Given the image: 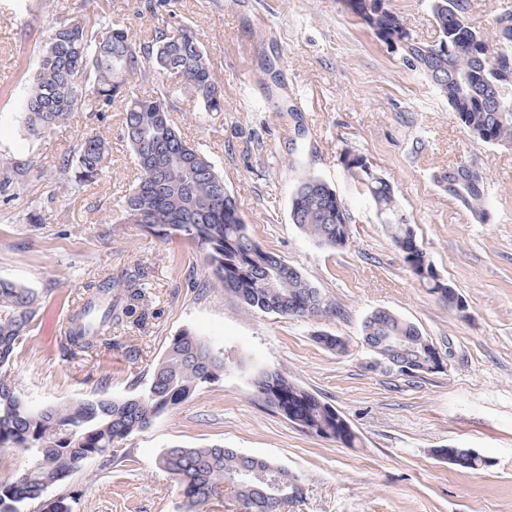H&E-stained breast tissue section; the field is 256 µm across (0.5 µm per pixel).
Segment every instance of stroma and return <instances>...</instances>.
Wrapping results in <instances>:
<instances>
[{
    "label": "stroma",
    "instance_id": "1",
    "mask_svg": "<svg viewBox=\"0 0 512 512\" xmlns=\"http://www.w3.org/2000/svg\"><path fill=\"white\" fill-rule=\"evenodd\" d=\"M107 13L135 42L160 27H189L224 94L207 113L188 93L170 117L208 155L240 203L253 239L299 270L336 307L296 319L249 310L214 284L203 254L122 223L139 175L122 135V102L75 110L29 136L18 114L48 36L68 16ZM112 144L107 172L74 192L59 171L78 139ZM365 156L392 185L418 244L462 296L466 317L423 288L355 187L341 160ZM481 174L488 216L477 221L437 181L459 161ZM0 278L35 289L44 304L17 349L11 377L38 403L69 402L105 384L115 397L141 389L185 328L224 353L220 377L199 386L151 428L112 450V466L73 474L71 512H181L156 465L167 447L221 444L268 458L300 480L286 512H512V149L474 143L420 72L404 66L340 0H0ZM315 176L342 198L348 244L321 248L291 223L297 181ZM139 274L137 325L112 332L97 353L65 357L63 326L86 282ZM385 309L414 323L445 356L443 370L407 377L376 362L362 322ZM341 338L339 354L321 335ZM334 406L355 446L291 424L254 395L264 371ZM469 448L485 458L462 471L436 454Z\"/></svg>",
    "mask_w": 512,
    "mask_h": 512
}]
</instances>
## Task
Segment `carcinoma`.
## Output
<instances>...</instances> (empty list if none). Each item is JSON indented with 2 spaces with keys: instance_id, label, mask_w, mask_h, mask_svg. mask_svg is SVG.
<instances>
[{
  "instance_id": "carcinoma-1",
  "label": "carcinoma",
  "mask_w": 512,
  "mask_h": 512,
  "mask_svg": "<svg viewBox=\"0 0 512 512\" xmlns=\"http://www.w3.org/2000/svg\"><path fill=\"white\" fill-rule=\"evenodd\" d=\"M350 11L376 38L391 46L413 35L391 0H351ZM464 0H429L438 50L405 62L420 71L448 101L461 124L478 143L512 149V29L497 19L494 34L475 27ZM180 84L207 112L222 111V94L206 52L186 29H159L151 44L136 47L128 33L96 14L56 23L30 89L22 103L23 128L41 136L66 123L79 108L101 112L123 96L133 79L147 72ZM170 87L154 95H130L123 113V138L140 171L122 210L125 224H136L159 239L184 238L206 256L210 275L249 309L310 319L327 298L303 274L251 236L224 177L199 149L183 140L169 115ZM112 146L101 133L82 137L75 159L62 173L78 187L94 183L106 167ZM347 176L374 203L381 223L420 285L465 316L462 296L436 271L416 240L388 182L359 154L343 158ZM478 220L488 215L481 175L448 187ZM290 219L320 246L347 245L350 224L340 196L317 177L301 178L290 198ZM87 302L71 319L61 343L63 355L89 354L107 344L112 327L123 325L144 300L137 274L116 279L106 274L86 284ZM42 305L33 289L0 279V448H20L29 456L20 473L0 480V512H30L49 492L63 485L88 462L112 456V448L131 434L148 429L165 412L187 401L199 385L224 372V354L190 329L173 337L154 366L145 388L124 397L103 390L67 403L35 407L16 390L10 363L30 333ZM365 344L377 361L400 369L423 361L432 342L411 322L376 310L362 322ZM255 395L265 404L277 400L276 413L295 425L346 445L357 435L332 405L275 371L254 380ZM460 470H477L485 460L467 448H438ZM157 465L175 482L183 512H204L219 499L225 483L244 512H270L266 483L245 475L269 471L284 487L281 504L300 496L298 477L272 460L212 445L165 449Z\"/></svg>"
}]
</instances>
